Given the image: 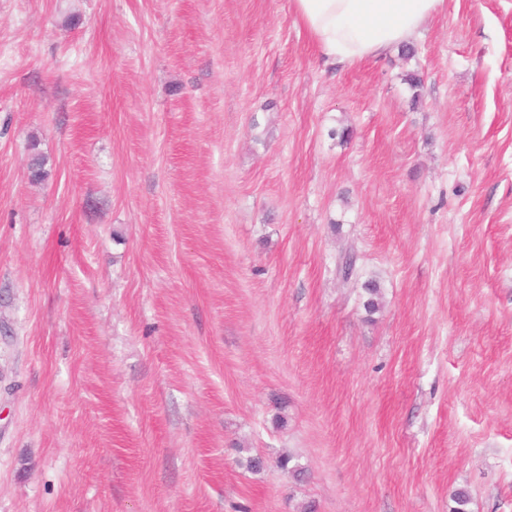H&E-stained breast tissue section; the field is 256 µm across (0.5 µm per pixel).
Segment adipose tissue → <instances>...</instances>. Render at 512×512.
<instances>
[{
	"instance_id": "adipose-tissue-1",
	"label": "adipose tissue",
	"mask_w": 512,
	"mask_h": 512,
	"mask_svg": "<svg viewBox=\"0 0 512 512\" xmlns=\"http://www.w3.org/2000/svg\"><path fill=\"white\" fill-rule=\"evenodd\" d=\"M319 56L347 66L411 44L443 0H290Z\"/></svg>"
}]
</instances>
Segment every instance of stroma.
I'll list each match as a JSON object with an SVG mask.
<instances>
[{
    "label": "stroma",
    "instance_id": "stroma-1",
    "mask_svg": "<svg viewBox=\"0 0 512 512\" xmlns=\"http://www.w3.org/2000/svg\"><path fill=\"white\" fill-rule=\"evenodd\" d=\"M462 487L512 512V0L346 67L290 0H0V512Z\"/></svg>",
    "mask_w": 512,
    "mask_h": 512
}]
</instances>
